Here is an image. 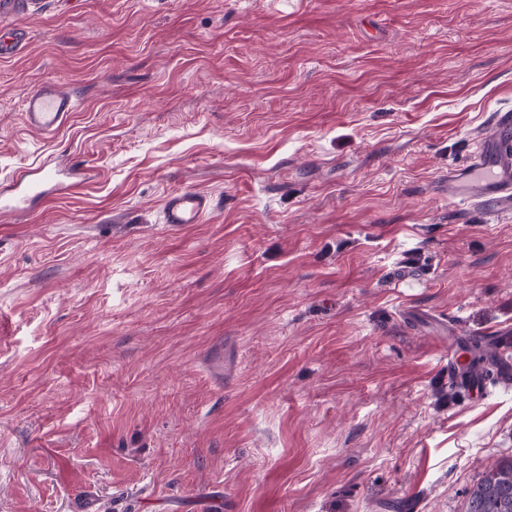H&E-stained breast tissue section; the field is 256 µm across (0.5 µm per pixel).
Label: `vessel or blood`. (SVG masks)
Listing matches in <instances>:
<instances>
[{
    "instance_id": "1",
    "label": "vessel or blood",
    "mask_w": 512,
    "mask_h": 512,
    "mask_svg": "<svg viewBox=\"0 0 512 512\" xmlns=\"http://www.w3.org/2000/svg\"><path fill=\"white\" fill-rule=\"evenodd\" d=\"M75 110L72 96L45 83L31 91L24 104L27 126L41 133H57ZM75 171L43 163L19 177L10 195L0 194V212L25 213L43 200L77 190ZM448 196L479 207L487 215L512 214V110L495 113L493 133L480 138L471 157L448 173ZM212 207L209 194L182 191L164 201L162 221L171 227L201 223ZM489 342L497 358L500 379L512 378V329L494 330Z\"/></svg>"
}]
</instances>
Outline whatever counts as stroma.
<instances>
[{
    "instance_id": "35a3bbf8",
    "label": "stroma",
    "mask_w": 512,
    "mask_h": 512,
    "mask_svg": "<svg viewBox=\"0 0 512 512\" xmlns=\"http://www.w3.org/2000/svg\"><path fill=\"white\" fill-rule=\"evenodd\" d=\"M0 512H463L512 383L439 321L512 326V216L448 199L512 108V0H15L0 30ZM78 108L55 135L23 100ZM202 190L199 224L162 222ZM75 112L72 95L60 93L51 83H43L31 91L24 104L27 126L43 134L57 133ZM75 170L42 163L19 177L9 196L0 194V212L25 213L45 199L74 192L81 185ZM212 208L211 196L200 191L170 194L164 201L162 221L170 227L199 224ZM465 353L469 356L467 362L461 363V368L468 374L483 372L488 373L482 364L485 362V353L480 339L472 338L471 345Z\"/></svg>"
}]
</instances>
